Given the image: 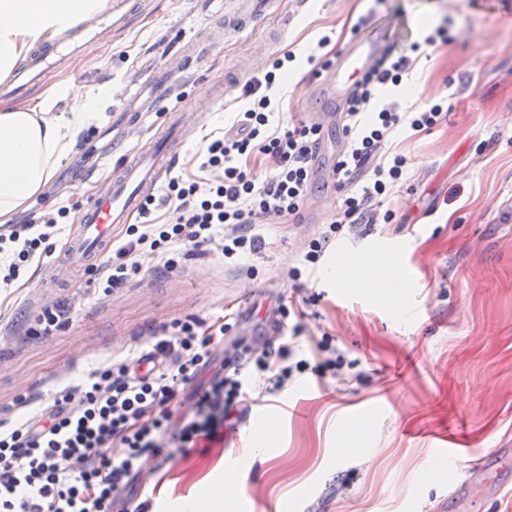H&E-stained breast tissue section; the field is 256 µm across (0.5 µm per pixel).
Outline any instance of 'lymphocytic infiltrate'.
Instances as JSON below:
<instances>
[{"mask_svg": "<svg viewBox=\"0 0 512 512\" xmlns=\"http://www.w3.org/2000/svg\"><path fill=\"white\" fill-rule=\"evenodd\" d=\"M295 59L285 52L246 84L245 109L200 151V169L211 176L207 185L170 178L165 195L173 204L170 222L149 223L154 200L145 199L142 224L129 225L111 257L92 270L103 292L141 274L159 250L185 257L213 252L233 262L260 251L264 239L255 227L263 220L301 219L314 185L313 147L323 128L306 121L270 125L271 96L285 65ZM409 65V56L388 50L358 79L342 128L346 148L334 169L337 212L308 241L300 266L287 272L289 280L311 275L342 233L394 219V210L383 203L398 193L407 159L390 149L391 136L400 128L416 134L430 130L444 116L440 102L403 112L396 103L380 101L384 87L400 86ZM57 225L52 213L36 224L0 225V285L19 279ZM231 329L220 317L175 322L142 354L147 372L137 370L140 360L108 361L35 415L1 429L0 512H113L124 492L141 480L148 459L160 458L170 431H178L185 448L221 443L240 410L264 403L250 386L251 375L281 391L305 371L306 360L292 361V349L261 337L235 355L232 371L212 372L207 384L182 399L181 385L210 370Z\"/></svg>", "mask_w": 512, "mask_h": 512, "instance_id": "lymphocytic-infiltrate-1", "label": "lymphocytic infiltrate"}]
</instances>
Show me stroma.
<instances>
[{
	"label": "stroma",
	"mask_w": 512,
	"mask_h": 512,
	"mask_svg": "<svg viewBox=\"0 0 512 512\" xmlns=\"http://www.w3.org/2000/svg\"><path fill=\"white\" fill-rule=\"evenodd\" d=\"M123 12V25L83 55L63 53L55 62L54 79L86 90L108 85L112 95L29 203L37 215L60 205L70 212L52 252L0 290V420L32 416L93 368L149 350L179 320L229 310L237 315L233 335H282L275 311L294 288L284 275L338 206L336 194L315 185L301 222L258 226L264 248L235 264L206 254L169 272L158 258L107 294L90 291L81 270L56 282L53 266L77 234L78 216L111 173L112 138L134 108L127 89L149 85L150 69L192 43L207 18L202 0H127ZM363 17L367 25L354 32ZM439 27L447 41L419 55L391 97L404 110L443 98L451 108L431 131L397 132L393 143L408 169L393 200L396 219L332 246L316 275L322 299L303 322V336L329 337L359 360L362 378L344 383L309 370L274 393L271 405L245 412L223 443L183 448L170 438L169 458L152 461L145 488L133 494L149 501L150 512H183L221 462L245 477L235 512H512V468L498 475L495 495L476 487L452 494L458 471L512 445V0H308L300 9L279 0L261 21L189 58L172 97L143 131H130L128 145L150 146L163 136L168 111L186 108L194 129L170 173L201 179L197 150L229 125L242 84L274 58L296 55L281 80L276 119L308 122L317 79L305 59L321 36H331L335 61L360 36L407 55ZM232 74L239 87L210 99L213 83ZM382 244L391 247L386 264L404 281L401 298L337 284L341 258ZM59 300L71 309L69 322L31 335L37 315ZM268 415L279 421L277 442L261 450L255 434ZM355 419L368 425L363 450L339 454L338 433ZM441 446L454 449V459L439 455Z\"/></svg>",
	"instance_id": "stroma-1"
}]
</instances>
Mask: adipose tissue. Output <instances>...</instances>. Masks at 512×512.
<instances>
[{"mask_svg": "<svg viewBox=\"0 0 512 512\" xmlns=\"http://www.w3.org/2000/svg\"><path fill=\"white\" fill-rule=\"evenodd\" d=\"M108 7L109 0H0V81L32 50ZM106 96L102 88L86 91L58 83L26 106L0 99V224L26 210L63 166L79 134L99 120L98 105ZM61 100L67 111H56ZM336 281L370 295L402 286L398 273L377 257L343 261Z\"/></svg>", "mask_w": 512, "mask_h": 512, "instance_id": "1", "label": "adipose tissue"}]
</instances>
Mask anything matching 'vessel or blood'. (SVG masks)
Segmentation results:
<instances>
[{
    "label": "vessel or blood",
    "instance_id": "obj_1",
    "mask_svg": "<svg viewBox=\"0 0 512 512\" xmlns=\"http://www.w3.org/2000/svg\"><path fill=\"white\" fill-rule=\"evenodd\" d=\"M115 25L112 14H104L93 27H76L68 45L70 52L82 51L85 44L99 41ZM381 53L379 42L361 38L353 42L338 66L315 87L318 111L329 112L338 104L347 102L351 90L362 72ZM51 73L47 55H33L28 63L8 81L0 84V93L21 98L35 86L46 83ZM180 130H173L162 148L121 155L114 164L113 174L105 188L94 198L84 215L81 227L69 245L67 258L55 267L58 280L66 281L75 268L95 263L112 244L115 226L129 223L145 195L149 193L163 173L178 157ZM512 464V448H502L483 459L471 471L468 483L486 486L491 470Z\"/></svg>",
    "mask_w": 512,
    "mask_h": 512
}]
</instances>
